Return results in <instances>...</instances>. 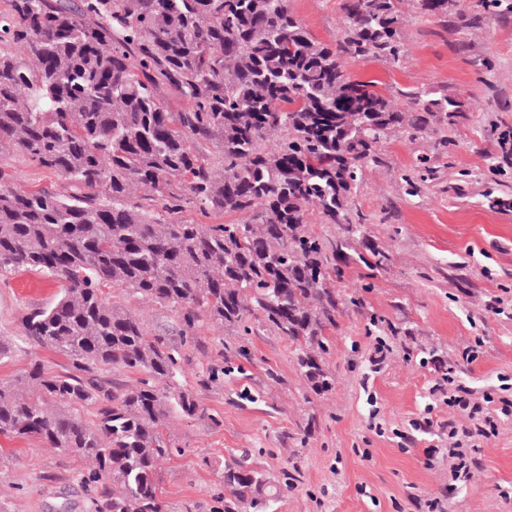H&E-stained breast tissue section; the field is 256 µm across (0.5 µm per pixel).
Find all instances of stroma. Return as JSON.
I'll return each instance as SVG.
<instances>
[{"mask_svg":"<svg viewBox=\"0 0 512 512\" xmlns=\"http://www.w3.org/2000/svg\"><path fill=\"white\" fill-rule=\"evenodd\" d=\"M342 0H288L310 34L339 35ZM406 57L395 67L348 60L351 79L372 81L406 108L432 90L461 104L442 153L434 134L394 133L379 164L367 168L354 201L372 240L389 254L364 307L346 310L325 356L336 388L309 393L288 339L270 332L238 339L203 324L181 348L183 379L200 402L171 419L179 454L159 480L170 512H212L225 461L248 452L273 478L294 472L268 512H512V0L484 6L459 0L445 15L403 0ZM427 157L424 182L402 176ZM498 165L490 175L489 165ZM60 281L34 270L0 278V380L31 361L68 371L61 353L26 339L23 322L55 302ZM386 326L370 327L369 313ZM245 342L251 359L225 357ZM447 371H440L438 361ZM228 367L218 380L206 370ZM465 386L491 396L494 434L466 449V479L449 475L450 429L473 428L466 410L446 403ZM86 461L36 438L0 436V512H94L80 482Z\"/></svg>","mask_w":512,"mask_h":512,"instance_id":"1","label":"stroma"}]
</instances>
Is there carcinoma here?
<instances>
[{"label":"carcinoma","mask_w":512,"mask_h":512,"mask_svg":"<svg viewBox=\"0 0 512 512\" xmlns=\"http://www.w3.org/2000/svg\"><path fill=\"white\" fill-rule=\"evenodd\" d=\"M399 2L342 0L329 45L288 0H4L0 156L24 154L66 190L22 189L0 166V277L30 269L64 283L23 327L71 369L36 361L1 380L0 434L92 460L81 482L102 488L94 512H167L158 469L181 452L167 425L199 411L180 348L106 289L173 312L183 340L206 318L233 336H285L309 389L335 387L329 336L363 306L336 284L353 261L373 278L389 260L352 216L363 171L393 133L457 117L445 95L398 109L345 76L344 58L403 62ZM163 88L188 107L168 111ZM190 207L228 221L188 223ZM313 209L343 236L316 234ZM108 368L138 373L137 385L102 389ZM222 478L215 512H266L280 492L246 456Z\"/></svg>","instance_id":"cac0c4a2"}]
</instances>
